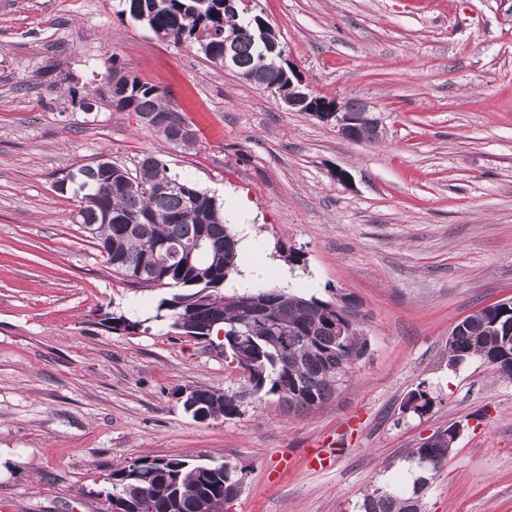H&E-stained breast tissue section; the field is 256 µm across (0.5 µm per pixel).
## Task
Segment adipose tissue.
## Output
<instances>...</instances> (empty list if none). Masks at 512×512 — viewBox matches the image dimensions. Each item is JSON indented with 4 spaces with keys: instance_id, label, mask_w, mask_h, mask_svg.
Segmentation results:
<instances>
[{
    "instance_id": "obj_1",
    "label": "adipose tissue",
    "mask_w": 512,
    "mask_h": 512,
    "mask_svg": "<svg viewBox=\"0 0 512 512\" xmlns=\"http://www.w3.org/2000/svg\"><path fill=\"white\" fill-rule=\"evenodd\" d=\"M251 205L246 198H238L235 207L226 215L228 225L238 230V248L250 257L249 262L241 266L239 274L233 283L234 289L250 288L255 282L263 281L272 286L283 287L293 278L287 268L281 267L259 257V248L256 244L255 234L246 217Z\"/></svg>"
}]
</instances>
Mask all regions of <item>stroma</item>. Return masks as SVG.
<instances>
[{"label":"stroma","instance_id":"stroma-1","mask_svg":"<svg viewBox=\"0 0 512 512\" xmlns=\"http://www.w3.org/2000/svg\"><path fill=\"white\" fill-rule=\"evenodd\" d=\"M310 90L382 121L350 142L305 112L159 40L119 0H0V508L105 512L112 469L141 456L229 463L246 475L224 512H358L410 482L409 454L457 424L422 512H512V378L448 363V335L512 299V0H254ZM164 91L195 130L167 142L104 92L108 59ZM229 209L252 204L276 260L302 254L291 292L347 309L367 353L320 408L243 399L199 422L174 396L245 383L223 343L153 320L161 290L113 273L53 183L143 156ZM318 287H308V279ZM146 328L115 333L110 313ZM426 390L430 411H404ZM338 441L308 469L314 441Z\"/></svg>","mask_w":512,"mask_h":512}]
</instances>
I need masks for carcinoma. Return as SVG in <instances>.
Returning <instances> with one entry per match:
<instances>
[{
	"label": "carcinoma",
	"instance_id": "cac0c4a2",
	"mask_svg": "<svg viewBox=\"0 0 512 512\" xmlns=\"http://www.w3.org/2000/svg\"><path fill=\"white\" fill-rule=\"evenodd\" d=\"M121 13L144 23L161 40L195 45L205 59L224 66V44L236 47L238 65L230 68L240 80L271 94L288 96V81L296 77L279 39L267 43L261 27L269 20L248 11L239 0H123ZM107 94L85 99L97 106L108 102L116 112L146 114L171 110L154 85L111 65L106 68ZM68 192L77 202L78 223L93 225L91 238L123 281L137 288L173 290L155 307L151 319L166 320L180 333L207 340L223 332L224 353L236 367L247 369L249 394L257 400L274 398L288 410L317 409L336 393L348 370L368 351L365 336L336 341L326 325L332 304L306 298L284 288H253L224 294L225 281L238 271V247L224 224L216 199L189 179L168 172L165 163L144 156L131 173L112 160L71 170ZM197 193L189 205L173 185ZM202 248H197L200 236ZM512 323L507 309L483 307L453 327L448 362L483 360L496 373L512 378V364H493L504 335L500 324ZM114 331L128 332L145 320L119 313L104 318ZM193 404L215 420L239 414L235 393L195 387ZM432 399L422 389L410 393L404 410L428 413ZM452 448H415L411 458L419 468L412 485L397 483L365 494L359 512H421L430 473L442 467ZM140 466L112 470L107 502L124 500L129 512H197L204 494L238 493L243 469L226 463L191 464L180 458L138 459Z\"/></svg>",
	"mask_w": 512,
	"mask_h": 512
}]
</instances>
